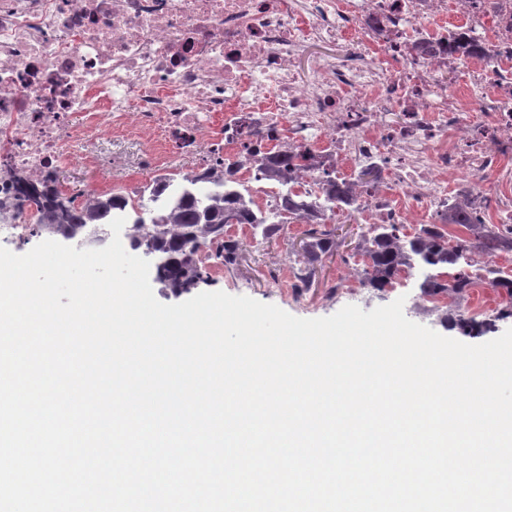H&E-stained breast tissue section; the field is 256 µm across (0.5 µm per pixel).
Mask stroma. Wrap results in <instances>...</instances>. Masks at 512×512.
<instances>
[{
	"instance_id": "1",
	"label": "stroma",
	"mask_w": 512,
	"mask_h": 512,
	"mask_svg": "<svg viewBox=\"0 0 512 512\" xmlns=\"http://www.w3.org/2000/svg\"><path fill=\"white\" fill-rule=\"evenodd\" d=\"M133 168H116L109 164L88 165L76 161L60 173L63 188L70 192L82 190L103 191L121 186L134 178ZM336 244L332 250L315 263L308 282H300L297 273L302 266L303 247L308 238L309 225L299 222L280 225L276 233L267 239L253 236L252 232L227 228L241 243V251L235 264L222 265L211 260L210 278L200 284L203 292L222 291L234 296H248L259 302L273 304L299 318L327 317L341 309L336 295L343 290L348 279L362 281L365 259L361 254L363 237L368 227L357 217L341 213L330 225ZM365 296L360 307L371 310L403 299L405 316L427 326L439 334L461 339L459 330L450 326L457 310L483 303V295L469 292L467 295L449 297L447 302L432 304L424 301L416 277H409L403 290H381L365 285Z\"/></svg>"
}]
</instances>
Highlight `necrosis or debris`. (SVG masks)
I'll return each mask as SVG.
<instances>
[{
  "label": "necrosis or debris",
  "instance_id": "4bbe7bcc",
  "mask_svg": "<svg viewBox=\"0 0 512 512\" xmlns=\"http://www.w3.org/2000/svg\"><path fill=\"white\" fill-rule=\"evenodd\" d=\"M464 0L477 47L448 49V0H0V240L37 183L110 135L140 145L154 209L215 190L217 164L286 149L383 179L351 212L412 224L451 181L512 218V0ZM463 69L459 88L448 74Z\"/></svg>",
  "mask_w": 512,
  "mask_h": 512
}]
</instances>
